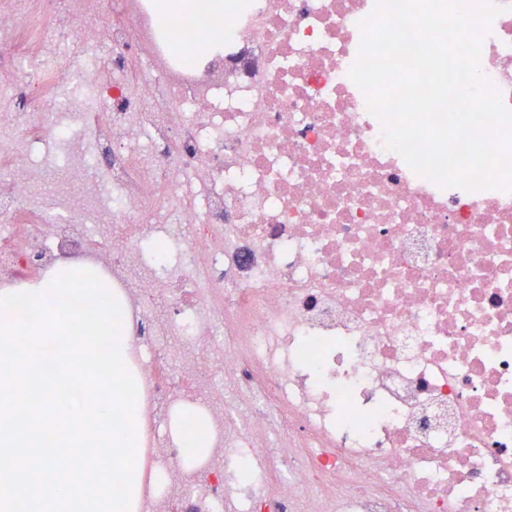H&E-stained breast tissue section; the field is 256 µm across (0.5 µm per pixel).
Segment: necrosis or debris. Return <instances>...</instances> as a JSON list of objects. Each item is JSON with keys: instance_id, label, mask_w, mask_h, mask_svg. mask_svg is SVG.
Wrapping results in <instances>:
<instances>
[{"instance_id": "1", "label": "necrosis or debris", "mask_w": 512, "mask_h": 512, "mask_svg": "<svg viewBox=\"0 0 512 512\" xmlns=\"http://www.w3.org/2000/svg\"><path fill=\"white\" fill-rule=\"evenodd\" d=\"M375 2L228 0L200 68L147 0H0V282L88 251L111 272L147 405L134 512H512V194L440 187L385 147L349 77ZM496 2L480 66L512 110ZM76 39L111 73L54 72ZM133 52L151 76L132 86ZM48 132L84 189L44 208ZM187 409L209 441L190 468Z\"/></svg>"}]
</instances>
